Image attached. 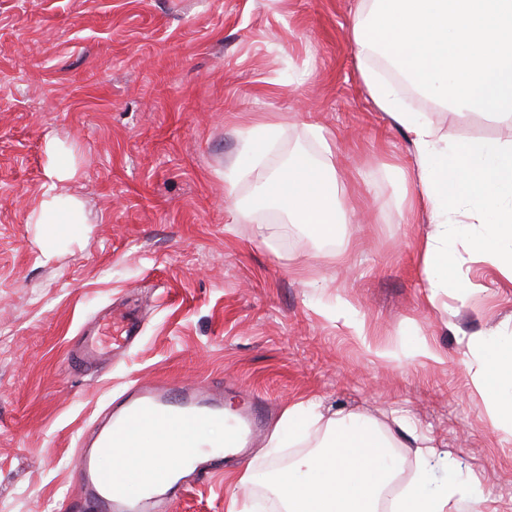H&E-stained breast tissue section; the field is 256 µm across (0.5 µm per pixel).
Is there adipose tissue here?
<instances>
[{"mask_svg":"<svg viewBox=\"0 0 512 512\" xmlns=\"http://www.w3.org/2000/svg\"><path fill=\"white\" fill-rule=\"evenodd\" d=\"M350 42L358 58L376 52L416 88L456 112H477L512 126V0H359ZM362 78L375 104L408 134L417 156L419 201L433 224L422 248L429 301L447 288L472 292L455 260L463 246L476 260L512 275V139L467 140L445 150L432 124L404 108L399 84L365 68ZM69 166L50 158V185L31 219L59 229L82 221L81 205L58 192ZM338 178L335 172L299 158L262 186L274 206L323 237L336 233ZM479 225L468 233V224ZM471 385L495 424L512 433V336H472ZM171 427L143 430L122 456L129 482L142 488L159 443L182 446ZM387 431L373 418L350 414L328 421L318 451L276 470L271 491L284 512H379L384 490L397 476ZM484 512L478 490L457 484L432 486L413 479L392 501L390 512Z\"/></svg>","mask_w":512,"mask_h":512,"instance_id":"ef3b65f1","label":"adipose tissue"}]
</instances>
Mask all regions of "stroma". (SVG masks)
I'll use <instances>...</instances> for the list:
<instances>
[{
  "mask_svg": "<svg viewBox=\"0 0 512 512\" xmlns=\"http://www.w3.org/2000/svg\"><path fill=\"white\" fill-rule=\"evenodd\" d=\"M357 0H0V512H65L80 440L136 381L224 385V403L266 408L247 459L186 479L172 512L261 505L265 474L359 414L391 436L397 486L415 438L476 476L486 512H512V435L471 390L472 335L512 336V277L456 253L478 285L429 302L407 133L372 101L348 34ZM455 147L512 139L475 112H427ZM279 125L258 162L253 120ZM321 126L316 139L311 125ZM82 205L67 233L28 218L49 184L48 138ZM301 155L339 178L338 238L291 223L258 185ZM244 171L235 188L224 172ZM346 303L357 323L336 322ZM111 312L142 333L120 357L74 353ZM420 339L433 358L407 357ZM317 402L307 438L272 453L288 408ZM410 417L407 435L392 421Z\"/></svg>",
  "mask_w": 512,
  "mask_h": 512,
  "instance_id": "35a3bbf8",
  "label": "stroma"
}]
</instances>
